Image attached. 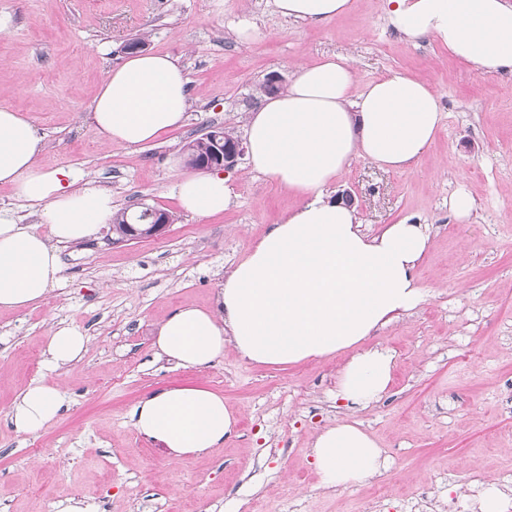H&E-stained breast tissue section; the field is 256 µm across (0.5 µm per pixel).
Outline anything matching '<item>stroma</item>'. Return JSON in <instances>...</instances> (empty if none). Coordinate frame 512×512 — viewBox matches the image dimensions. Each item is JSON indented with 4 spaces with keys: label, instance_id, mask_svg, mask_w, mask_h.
<instances>
[{
    "label": "stroma",
    "instance_id": "1",
    "mask_svg": "<svg viewBox=\"0 0 512 512\" xmlns=\"http://www.w3.org/2000/svg\"><path fill=\"white\" fill-rule=\"evenodd\" d=\"M254 23L253 38L235 33ZM144 38L190 80L188 119L135 146H105L89 118L108 72ZM355 58L359 83L406 72L442 98L434 145L412 170L354 161L336 185L354 196L363 228L403 216L431 225L416 269L425 301L377 328L366 346L395 354L388 394L352 411L336 402L343 356L286 368L233 349L199 368L157 358L158 326L183 306L212 305L223 275L297 200L239 163L223 213H185L172 193L188 172L184 146L209 126L243 137L271 73L298 60ZM0 106L23 112L42 140L39 162L73 168L112 193L116 209L152 206L176 220L159 236L60 245L62 273L47 299L0 311V512H416L433 497L483 502L512 473V73L482 75L433 41L410 44L386 23L382 0H354L323 24L292 23L269 0H0ZM468 192L469 221L448 211ZM89 339L83 358L45 366L51 327ZM58 390V415L34 433L8 412L31 384ZM203 385L239 418L224 446L177 463L140 436L132 410L163 388ZM357 421L378 442L380 474L324 487L310 443L330 423ZM386 497L376 498L378 489Z\"/></svg>",
    "mask_w": 512,
    "mask_h": 512
}]
</instances>
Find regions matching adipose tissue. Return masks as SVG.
<instances>
[{"instance_id":"obj_1","label":"adipose tissue","mask_w":512,"mask_h":512,"mask_svg":"<svg viewBox=\"0 0 512 512\" xmlns=\"http://www.w3.org/2000/svg\"><path fill=\"white\" fill-rule=\"evenodd\" d=\"M297 23H324L353 0H273ZM387 24L402 39L434 40L482 74L512 71V0H383ZM352 57L334 54L296 63L288 84L264 98L245 124L251 172L299 199L280 223L248 248L226 274L214 308L184 307L159 328L158 354L177 367H203L232 345L249 362L285 367L342 351L351 357L336 380V401L363 409L387 391L394 353L363 347L377 328L420 305L426 290L415 269L431 228L403 217L365 234L354 207L328 194L351 163L388 171L415 168L441 126L443 106L430 84L403 72L358 85ZM189 78L170 55L141 52L112 68L90 106L105 143L137 146L179 128L190 107ZM40 139L20 112L0 106V185L36 207L47 232L0 212V310L42 302L59 281V244L93 237L115 213L112 195L68 167L40 165ZM183 210L200 218L224 212L232 190L223 171L178 176L172 188ZM87 338L52 328L45 364L54 370L83 356ZM58 391L28 387L9 419L31 433L53 420ZM137 433L183 460L223 445L237 418L224 398L203 386L168 388L132 412ZM325 486L345 488L380 473L377 441L339 422L312 444Z\"/></svg>"}]
</instances>
